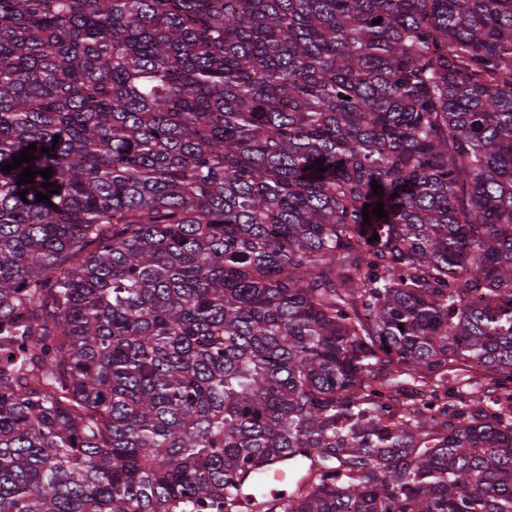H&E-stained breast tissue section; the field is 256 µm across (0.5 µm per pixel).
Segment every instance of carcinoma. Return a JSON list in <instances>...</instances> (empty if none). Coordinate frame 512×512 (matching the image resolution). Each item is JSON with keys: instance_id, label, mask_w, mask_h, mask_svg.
I'll list each match as a JSON object with an SVG mask.
<instances>
[{"instance_id": "cac0c4a2", "label": "carcinoma", "mask_w": 512, "mask_h": 512, "mask_svg": "<svg viewBox=\"0 0 512 512\" xmlns=\"http://www.w3.org/2000/svg\"><path fill=\"white\" fill-rule=\"evenodd\" d=\"M31 144L0 512H512V0H0Z\"/></svg>"}]
</instances>
